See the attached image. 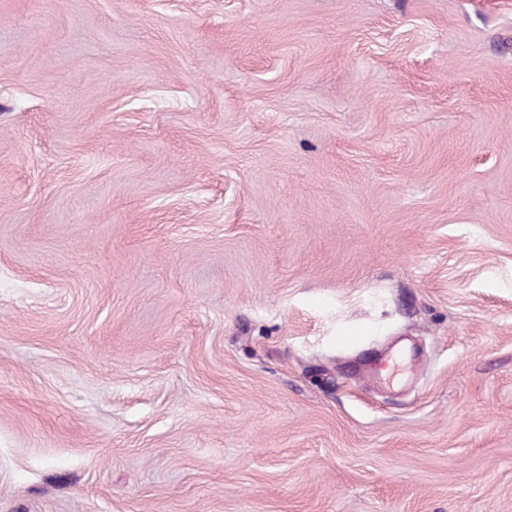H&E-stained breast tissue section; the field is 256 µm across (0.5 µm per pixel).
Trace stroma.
Returning a JSON list of instances; mask_svg holds the SVG:
<instances>
[{
    "instance_id": "stroma-1",
    "label": "stroma",
    "mask_w": 512,
    "mask_h": 512,
    "mask_svg": "<svg viewBox=\"0 0 512 512\" xmlns=\"http://www.w3.org/2000/svg\"><path fill=\"white\" fill-rule=\"evenodd\" d=\"M0 512H512V0H0Z\"/></svg>"
}]
</instances>
